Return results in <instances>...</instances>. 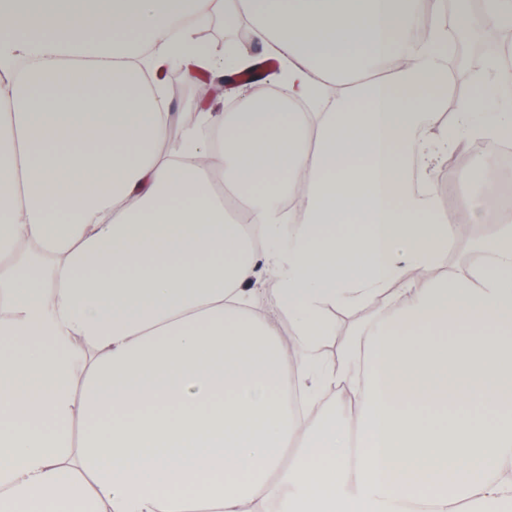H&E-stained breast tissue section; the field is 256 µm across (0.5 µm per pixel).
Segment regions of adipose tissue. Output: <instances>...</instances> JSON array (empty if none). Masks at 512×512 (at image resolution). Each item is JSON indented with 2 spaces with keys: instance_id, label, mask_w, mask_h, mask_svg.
Wrapping results in <instances>:
<instances>
[{
  "instance_id": "obj_1",
  "label": "adipose tissue",
  "mask_w": 512,
  "mask_h": 512,
  "mask_svg": "<svg viewBox=\"0 0 512 512\" xmlns=\"http://www.w3.org/2000/svg\"><path fill=\"white\" fill-rule=\"evenodd\" d=\"M218 14L290 98L189 125L155 76L248 69ZM450 60L445 0H0V512L512 505V226L438 274L432 193L512 139V66L451 113ZM245 49H246L245 53L248 56L255 59L254 64L252 65L253 66L252 68H256L259 62L267 63L269 66V68L260 72L262 75H265V79L261 82L260 86H263V85H266L269 83L270 84H279L280 82H282L276 62L272 59H271L272 60L271 61L269 58H267V56L265 55V52H264V47L259 42H257L252 37H250L248 46ZM373 307L368 304L364 310L358 312H347L344 310H335L331 312L330 317L335 325V334L331 336L326 343V352L331 357H337L352 329L354 324L365 316Z\"/></svg>"
}]
</instances>
